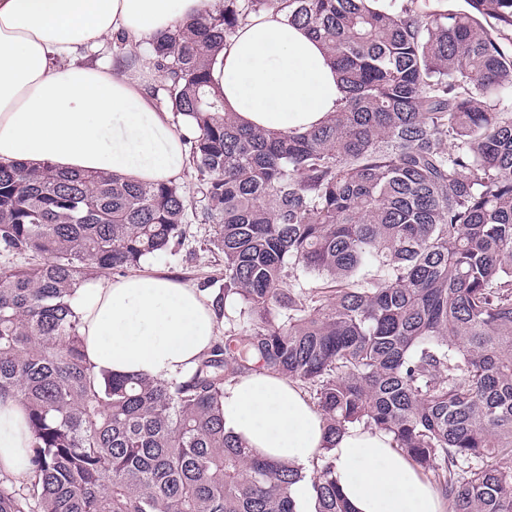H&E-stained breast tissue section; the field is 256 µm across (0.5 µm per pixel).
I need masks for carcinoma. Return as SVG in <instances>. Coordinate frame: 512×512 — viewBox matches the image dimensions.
Segmentation results:
<instances>
[{
  "label": "carcinoma",
  "instance_id": "cac0c4a2",
  "mask_svg": "<svg viewBox=\"0 0 512 512\" xmlns=\"http://www.w3.org/2000/svg\"><path fill=\"white\" fill-rule=\"evenodd\" d=\"M214 0L130 66L190 125L211 246L224 256L216 343L180 379L96 373L76 289L181 245L195 204L174 181L0 165V399H19L30 476L0 512H351L324 448L304 469L224 428V386L303 385L329 441L362 426L437 485L448 512H512V0ZM288 9L347 88L305 132L224 111L216 53ZM311 274L321 283L308 284Z\"/></svg>",
  "mask_w": 512,
  "mask_h": 512
}]
</instances>
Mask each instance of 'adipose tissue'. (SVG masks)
<instances>
[{
  "mask_svg": "<svg viewBox=\"0 0 512 512\" xmlns=\"http://www.w3.org/2000/svg\"><path fill=\"white\" fill-rule=\"evenodd\" d=\"M207 2L0 0V164L105 171L141 184L178 178L185 129L152 96L153 70L124 60ZM212 77L226 111L271 131H306L344 98L321 44L281 11L247 18L216 55ZM72 305L97 372L166 379L190 371L215 340L209 300L164 276L91 281ZM224 428L254 454L299 467L329 450L353 512H447L389 434L352 428L328 443L320 413L291 378L261 371L226 385ZM30 440L20 403L0 400V475L27 478Z\"/></svg>",
  "mask_w": 512,
  "mask_h": 512,
  "instance_id": "obj_1",
  "label": "adipose tissue"
}]
</instances>
